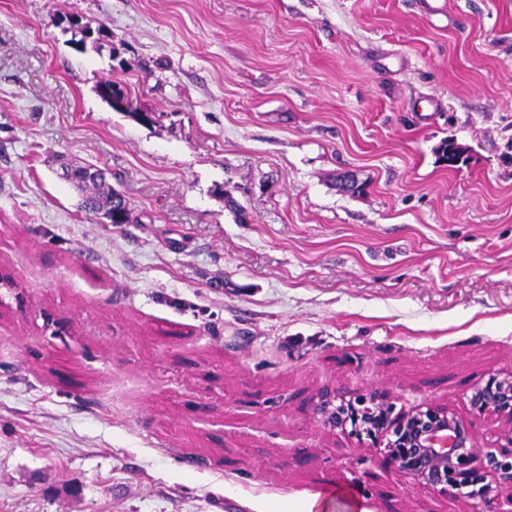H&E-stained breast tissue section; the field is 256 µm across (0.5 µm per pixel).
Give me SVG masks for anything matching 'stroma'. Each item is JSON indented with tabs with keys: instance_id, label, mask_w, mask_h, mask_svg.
Wrapping results in <instances>:
<instances>
[{
	"instance_id": "obj_1",
	"label": "stroma",
	"mask_w": 512,
	"mask_h": 512,
	"mask_svg": "<svg viewBox=\"0 0 512 512\" xmlns=\"http://www.w3.org/2000/svg\"><path fill=\"white\" fill-rule=\"evenodd\" d=\"M437 2L0 0V512H472L313 415L512 373V0ZM97 92L99 96L112 108V110L127 113L129 116L141 123L150 124L146 121L149 119L148 113L137 112L135 109H132L126 87L122 86L120 82L112 80V77L104 78L99 81L97 84ZM114 93L120 95V100H123L122 103H111L112 95H114ZM85 168L77 167L67 171V180L75 183L82 192V200L80 208L89 214L99 212H111L119 209L123 213V223L130 218V209L127 200L112 187L107 186L102 178L98 181H87L85 177ZM117 200V201H116ZM123 204V207L120 206Z\"/></svg>"
}]
</instances>
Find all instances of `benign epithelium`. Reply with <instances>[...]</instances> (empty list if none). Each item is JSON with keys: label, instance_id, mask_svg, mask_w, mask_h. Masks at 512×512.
<instances>
[{"label": "benign epithelium", "instance_id": "benign-epithelium-1", "mask_svg": "<svg viewBox=\"0 0 512 512\" xmlns=\"http://www.w3.org/2000/svg\"><path fill=\"white\" fill-rule=\"evenodd\" d=\"M468 401L469 419L432 404L396 414L386 400L367 395L345 400L325 389L314 416L325 427L383 446L399 469L441 495L480 503L486 512H512V496L504 501L489 496L487 482L492 477L512 488V373L489 376L472 388ZM484 417L508 426L504 443L486 452L476 435V421Z\"/></svg>", "mask_w": 512, "mask_h": 512}]
</instances>
